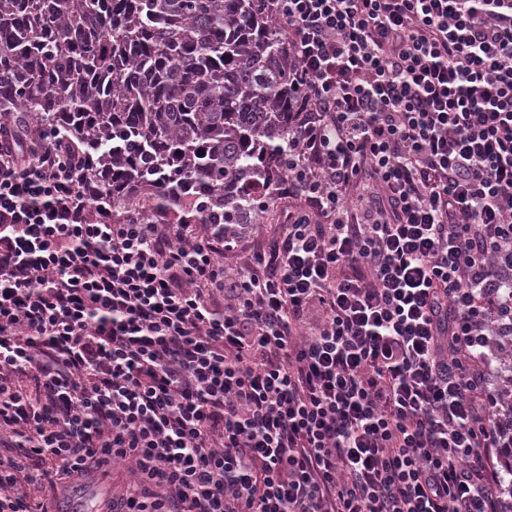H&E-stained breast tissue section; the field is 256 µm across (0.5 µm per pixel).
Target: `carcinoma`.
Wrapping results in <instances>:
<instances>
[{"label": "carcinoma", "mask_w": 512, "mask_h": 512, "mask_svg": "<svg viewBox=\"0 0 512 512\" xmlns=\"http://www.w3.org/2000/svg\"><path fill=\"white\" fill-rule=\"evenodd\" d=\"M297 65L261 0H0V119L80 150L83 188L159 224H246L276 187ZM512 402V339L494 347ZM512 495V447L502 449Z\"/></svg>", "instance_id": "cac0c4a2"}]
</instances>
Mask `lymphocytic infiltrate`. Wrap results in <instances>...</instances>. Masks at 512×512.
Here are the masks:
<instances>
[{
	"mask_svg": "<svg viewBox=\"0 0 512 512\" xmlns=\"http://www.w3.org/2000/svg\"><path fill=\"white\" fill-rule=\"evenodd\" d=\"M263 9L299 91L272 240L113 223L0 129V512L116 463L112 512H512V0ZM502 339V338H501ZM494 354L497 360L502 361V371L501 377L503 380L502 387L500 389V394L502 399L505 401V406L503 407V411L508 410V413L511 411L512 416V341L511 336L508 338L502 339V341L496 345L494 348ZM509 401L511 403V409L509 411Z\"/></svg>",
	"mask_w": 512,
	"mask_h": 512,
	"instance_id": "lymphocytic-infiltrate-1",
	"label": "lymphocytic infiltrate"
}]
</instances>
